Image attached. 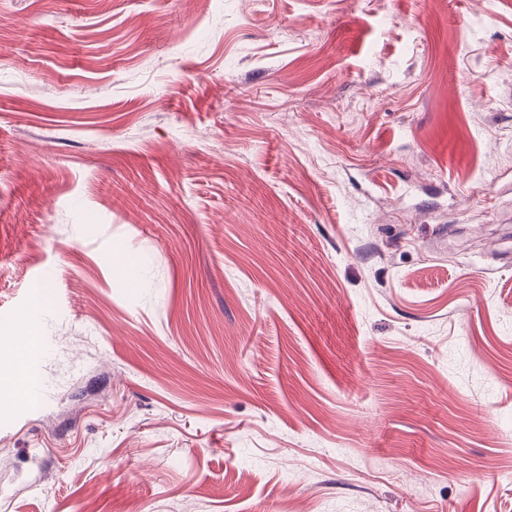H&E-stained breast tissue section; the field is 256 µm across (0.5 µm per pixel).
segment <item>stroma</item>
<instances>
[{
    "instance_id": "35a3bbf8",
    "label": "stroma",
    "mask_w": 512,
    "mask_h": 512,
    "mask_svg": "<svg viewBox=\"0 0 512 512\" xmlns=\"http://www.w3.org/2000/svg\"><path fill=\"white\" fill-rule=\"evenodd\" d=\"M284 504L512 512V0H0V512ZM33 291H38L41 301L33 300L28 310L23 315L21 336L15 346V358L11 369L12 396L22 402H30L36 396L37 386L33 385L29 394L27 388L32 380H36L38 371L37 363L42 354V343L39 336L40 312L43 297L47 286L36 284Z\"/></svg>"
}]
</instances>
